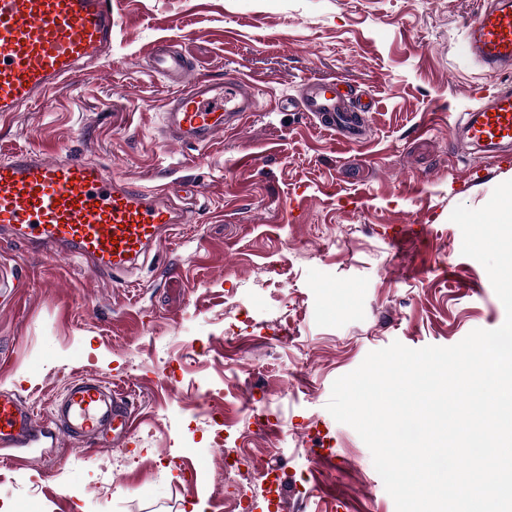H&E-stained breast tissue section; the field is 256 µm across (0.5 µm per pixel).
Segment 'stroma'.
I'll return each mask as SVG.
<instances>
[{"mask_svg": "<svg viewBox=\"0 0 512 512\" xmlns=\"http://www.w3.org/2000/svg\"><path fill=\"white\" fill-rule=\"evenodd\" d=\"M480 0H116L112 49L0 125V157L54 149L162 184L198 213L122 287L0 237V389L37 416L75 377L123 387L125 442L61 441L0 463V512H224L225 450L258 474L250 512H396L369 448L327 411L334 381L392 342L452 346L506 318L464 256L456 206L512 166L455 142L508 73L466 54ZM170 40L193 73L239 75L259 111L195 148L158 133L175 87L144 52ZM307 78L370 96L341 143L284 106ZM224 414L212 449L210 412Z\"/></svg>", "mask_w": 512, "mask_h": 512, "instance_id": "35a3bbf8", "label": "stroma"}]
</instances>
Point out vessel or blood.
<instances>
[{
	"label": "vessel or blood",
	"instance_id": "obj_1",
	"mask_svg": "<svg viewBox=\"0 0 512 512\" xmlns=\"http://www.w3.org/2000/svg\"><path fill=\"white\" fill-rule=\"evenodd\" d=\"M465 44L484 69L512 67V0H483L466 23ZM111 46L112 0H0V122L80 77ZM147 53L155 72L185 83L162 113L166 140L203 146L240 113L256 111L251 83L191 76L183 56L167 45L150 46ZM292 106L347 144L363 140L358 113L347 107L336 80H303ZM456 126L474 148L512 161V85L498 86ZM191 221L190 210L171 201L164 187L133 185L94 161L50 150L0 159V234L35 254L72 256L95 274H128L173 229ZM132 429L130 408L93 374L69 383L41 421L19 395L0 390V447L32 461L36 448L48 443L122 440Z\"/></svg>",
	"mask_w": 512,
	"mask_h": 512
}]
</instances>
